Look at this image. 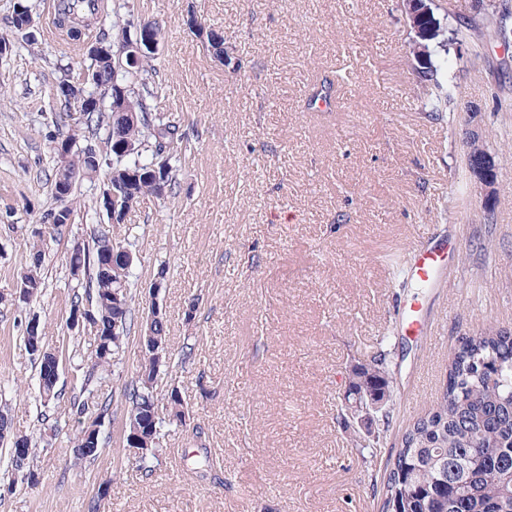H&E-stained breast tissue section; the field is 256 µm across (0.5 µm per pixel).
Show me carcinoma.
I'll use <instances>...</instances> for the list:
<instances>
[{
    "mask_svg": "<svg viewBox=\"0 0 512 512\" xmlns=\"http://www.w3.org/2000/svg\"><path fill=\"white\" fill-rule=\"evenodd\" d=\"M100 8L101 0H56L55 26L77 41L84 23L97 17ZM128 26L127 21H114L112 33H102L97 42L115 45L127 40L131 37ZM481 38L506 49L512 46V30L503 26V18L494 9L486 14ZM85 67L101 74V81L94 88L104 109L85 113L81 128L69 134L55 122L47 129L46 138L54 142L65 136L72 142L67 158L71 167H87L89 158H95L99 173L120 185L134 207L154 193L158 180L166 184L167 195L176 194L177 163L190 147V138L159 111L162 82L152 60L145 59L124 72L122 87L138 113L137 123L124 127L118 126L112 109V60L89 56ZM436 74L432 68L415 71L417 82L426 90L422 110L432 122L443 120L444 113L451 112L453 100L452 94L441 91ZM463 143L471 149L465 169L471 172L479 167L491 181H496L495 160L481 136L467 131ZM127 144L136 150H125ZM161 154L167 157V166L153 167V161ZM56 199L57 210L42 217V223L54 224V231L59 228L56 218L60 212H66L69 220L74 214L72 198L58 195ZM113 264L120 265L119 258L107 256L100 242L92 250L74 248L67 257L68 273L76 287L71 308L89 306L95 315L91 322L95 329L91 366L78 364L83 370L80 392L84 394L93 393L90 386L95 372L114 364L134 325L131 273H126L122 281L114 279ZM20 281L27 286L28 301L45 288L44 250L36 240L30 243L29 263ZM114 290L118 291V301L112 296ZM167 331L164 312L144 326L137 376L123 389L128 403L127 432L137 424L136 439L143 449L134 464L146 476L161 463L164 427L187 425L188 412L181 392L175 388L164 394L157 392L159 368L166 358H156L154 349L167 352ZM39 381L41 401L48 404L58 397L57 380L44 375L42 365ZM361 394L382 403L373 420L374 437L365 438L355 430L351 433L352 444L360 449L365 462L372 463L393 424L396 405L393 361L381 348L348 371L346 400L351 402ZM100 427L96 419L79 431L74 463L95 459L89 449L103 447ZM1 432L18 440L11 446L12 452L24 448L23 460L29 461L32 441L15 434L11 421L2 415ZM372 487L380 499L381 512H512V330L491 324L461 338L448 357L440 395L428 411L405 426L400 446L391 449L387 465L382 475L374 476Z\"/></svg>",
    "mask_w": 512,
    "mask_h": 512,
    "instance_id": "carcinoma-1",
    "label": "carcinoma"
}]
</instances>
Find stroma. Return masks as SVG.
Here are the masks:
<instances>
[{
    "mask_svg": "<svg viewBox=\"0 0 512 512\" xmlns=\"http://www.w3.org/2000/svg\"><path fill=\"white\" fill-rule=\"evenodd\" d=\"M15 2L0 0V412L32 437L38 481L22 480L10 440L0 441V512H88L104 481L101 512H379L337 417L349 367L380 347L398 365L381 470L407 420L431 406L459 338L490 323L512 329V152L502 148L512 141V51L452 36L457 21L480 29L488 6L512 9V0L427 4L438 28L427 58L464 109L453 126L421 110L408 0H102L81 40L65 44L49 34V0H28L31 45L11 23ZM191 16L223 33V59L188 28ZM118 17L159 26L160 109L196 131L177 194L145 197L126 221L136 316L166 277L158 300L171 361L158 388L180 390L190 417L166 431L149 477L129 463L124 436L137 334L81 416L70 411L75 360H64L59 396L44 405L24 343L35 317L46 346L62 341L65 257L107 227L93 209L99 186L78 182L71 224L46 237L41 296L27 305L13 296L32 231L57 205L45 138L63 113L53 90L63 67L79 74L87 47ZM326 79L335 108H310ZM468 129L482 131L495 158L489 225L474 186L461 184ZM436 232L454 244L438 285L391 280L388 256L409 258ZM412 305L418 335L403 330ZM189 344L194 358L178 364ZM88 417L100 418L104 446L75 467L74 436ZM199 445L213 463L203 475L183 459Z\"/></svg>",
    "mask_w": 512,
    "mask_h": 512,
    "instance_id": "obj_1",
    "label": "stroma"
}]
</instances>
